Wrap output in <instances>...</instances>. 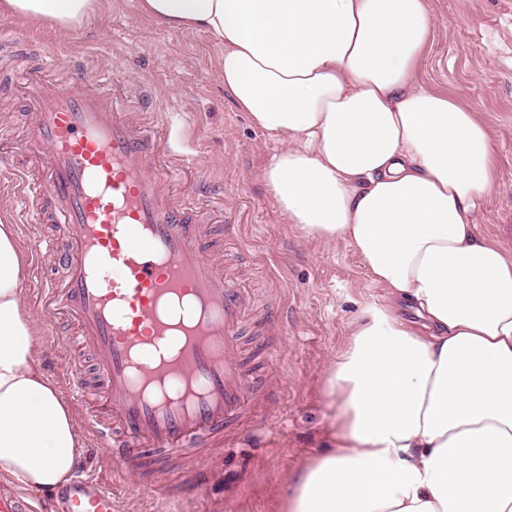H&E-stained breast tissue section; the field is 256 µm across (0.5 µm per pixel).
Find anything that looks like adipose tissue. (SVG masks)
<instances>
[{
	"label": "adipose tissue",
	"mask_w": 512,
	"mask_h": 512,
	"mask_svg": "<svg viewBox=\"0 0 512 512\" xmlns=\"http://www.w3.org/2000/svg\"><path fill=\"white\" fill-rule=\"evenodd\" d=\"M224 48V90L281 149L263 172L288 223L360 257L385 304L325 373L330 447L281 512H512V252L474 217L500 173L487 125L420 62L429 0H142ZM92 0H0L70 28ZM25 257L0 224V477L68 483L74 414L35 359ZM405 302L412 318L399 315Z\"/></svg>",
	"instance_id": "obj_1"
}]
</instances>
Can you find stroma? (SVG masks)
Here are the masks:
<instances>
[{
	"instance_id": "obj_1",
	"label": "stroma",
	"mask_w": 512,
	"mask_h": 512,
	"mask_svg": "<svg viewBox=\"0 0 512 512\" xmlns=\"http://www.w3.org/2000/svg\"><path fill=\"white\" fill-rule=\"evenodd\" d=\"M437 23L420 64L422 80L476 112L496 145L501 177L475 221L483 235L512 251V0H430ZM51 45L52 58L33 56ZM221 47L204 31H174L140 10V0H96L84 23L0 22V135L21 139L34 100L27 73L80 67L129 92L136 117L176 130L175 151L188 172L187 201L224 211V248L253 259L241 283L280 325L263 342L275 354L266 376L276 396L263 411L267 428L239 427L214 447L205 478L171 471L157 495L134 464L114 465L91 432L82 431L80 469L113 490L117 512H279L289 477L322 453L329 411L322 396L326 366L352 323L382 302L360 257L344 245L305 237L273 204L262 177L279 144L255 126L224 91ZM36 356L43 372L69 393V355L58 328L42 314Z\"/></svg>"
}]
</instances>
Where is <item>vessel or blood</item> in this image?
<instances>
[{"mask_svg":"<svg viewBox=\"0 0 512 512\" xmlns=\"http://www.w3.org/2000/svg\"><path fill=\"white\" fill-rule=\"evenodd\" d=\"M30 82L35 110L6 171L18 196L47 201L24 218L33 254L41 223L64 225L67 276L36 277L28 295L48 319L66 317V345L87 352L70 375L77 390L96 382L85 420L112 461L197 459L257 409L255 361L273 354L248 351L241 336L268 323L248 322L247 290L219 274L206 214L175 201L183 170L168 137L82 70ZM57 512H114L112 490L75 479Z\"/></svg>","mask_w":512,"mask_h":512,"instance_id":"1","label":"vessel or blood"}]
</instances>
